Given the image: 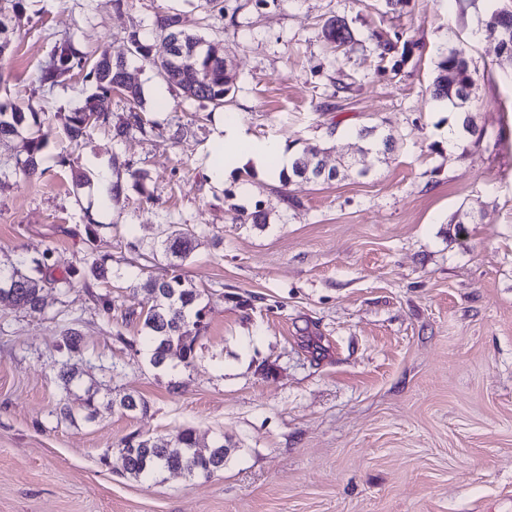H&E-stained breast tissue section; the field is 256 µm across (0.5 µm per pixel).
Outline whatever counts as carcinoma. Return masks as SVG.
I'll return each instance as SVG.
<instances>
[{
	"label": "carcinoma",
	"instance_id": "1",
	"mask_svg": "<svg viewBox=\"0 0 512 512\" xmlns=\"http://www.w3.org/2000/svg\"><path fill=\"white\" fill-rule=\"evenodd\" d=\"M157 41L166 43L173 39L184 47L176 58L157 54L155 44L139 31L132 30L123 38V44L117 49L105 48L97 54L81 50L72 40L64 39L54 44L50 55L37 71L35 82L45 87H53L61 79L74 73L84 74L92 80L97 93L88 96L83 105L67 117L65 133L69 142L78 144L84 141L91 131L109 122L113 92H119L129 103L141 102V87L127 80L128 59L136 58L151 65L168 85L177 88L184 97L194 100H206L215 109H226L230 102L232 78L225 71L224 47L204 37L190 34L178 14L160 13L154 23ZM322 35L327 44L338 48L352 40V33L345 21L331 17L322 26ZM381 60L393 61L392 69L398 70L404 63L406 52H398L397 43L383 36L375 35ZM436 76L432 95L439 101H448L457 109L459 133L481 140L482 132L475 120H467V112L460 106L472 100L475 93V73L470 67L469 46L454 44L438 56ZM46 119L28 107V112L13 104H0V138L27 133V154L16 166L22 174L31 177L43 173L41 170V152L47 143L49 130L45 129ZM142 133L153 131L156 122L137 113L133 122L117 127V133L123 135L131 128ZM358 137L370 148L385 154L392 148L390 137L377 134L374 126H365L358 130ZM313 149L307 148L297 156L291 170L278 173L281 185L289 184L293 179L302 177L300 163L311 157ZM196 239L194 227L189 224H168L161 231V240L149 248V254H162L168 261L171 274L157 279L151 276L140 283V289L148 300L147 309L128 318L142 322L144 334L142 341L148 348L150 363L155 368L166 366L168 355L178 348L181 360L190 365L195 349L193 331L189 325L196 322L202 308L199 307L200 294L185 286L182 275L178 273L182 262L192 250ZM50 253L42 255L33 269L27 268V259L22 258L8 266L0 265V299H9L14 305L24 307L34 313H42L46 308L47 288H69L73 278L96 280L105 277L106 255L91 254L86 259L83 271L73 270L58 278L49 264ZM58 351L68 356L81 351V336L78 331L69 328L60 336ZM126 454L121 456L125 473L140 478L156 473L155 467L168 470L189 469L195 477H208L218 471L213 462V454L197 451L198 438L194 429L180 430L172 439L158 443L150 438L129 436L122 441Z\"/></svg>",
	"mask_w": 512,
	"mask_h": 512
}]
</instances>
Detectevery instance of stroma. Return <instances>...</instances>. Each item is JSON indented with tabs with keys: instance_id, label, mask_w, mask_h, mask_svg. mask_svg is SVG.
<instances>
[{
	"instance_id": "35a3bbf8",
	"label": "stroma",
	"mask_w": 512,
	"mask_h": 512,
	"mask_svg": "<svg viewBox=\"0 0 512 512\" xmlns=\"http://www.w3.org/2000/svg\"><path fill=\"white\" fill-rule=\"evenodd\" d=\"M224 6L205 26L204 0H0L15 30L0 102L50 118L43 175L0 188V261L48 249L64 271L92 252L111 258L107 280L50 291L45 313L0 301V512H512V68L476 33L486 7L512 0ZM163 12L223 44L236 65L230 109L254 139L320 148L337 168L375 125L393 150L366 157V176L285 187L232 162L217 186L205 169L221 113L174 88L144 99L155 132L107 127L70 145L65 118L94 87L80 74L34 84L55 41L116 47ZM333 15L354 36L338 52L321 37ZM375 32L407 42L400 73L379 60ZM461 41L477 71L478 141L448 140L456 114L429 95L440 53ZM116 158L148 173L141 191L124 180L117 202L99 179ZM77 170L89 184L75 185ZM258 206L265 226L240 223ZM168 220L197 230L180 272L206 327L191 365L174 355L156 368L124 315L147 305L141 279L169 273L130 245L151 246ZM67 327L82 336L69 358L56 347ZM66 361L81 386L60 379ZM127 394L147 411H123ZM63 401L73 419H60ZM187 427L206 447L225 438L223 470L123 474L124 438Z\"/></svg>"
}]
</instances>
